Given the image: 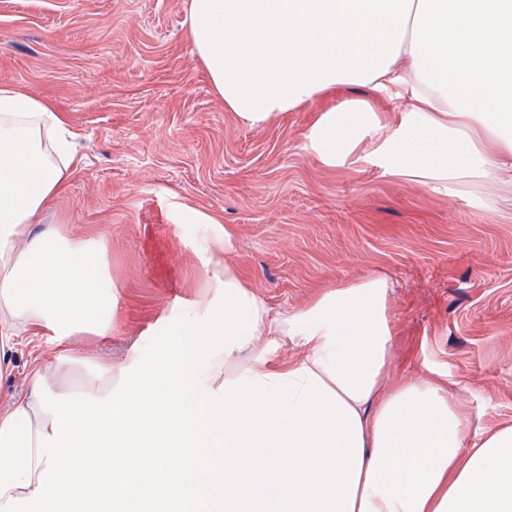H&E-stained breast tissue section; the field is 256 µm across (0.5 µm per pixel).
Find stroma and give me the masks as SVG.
<instances>
[{"label": "stroma", "mask_w": 512, "mask_h": 512, "mask_svg": "<svg viewBox=\"0 0 512 512\" xmlns=\"http://www.w3.org/2000/svg\"><path fill=\"white\" fill-rule=\"evenodd\" d=\"M187 0H0V83L51 100L77 132L78 172L46 214L104 236L118 326L94 354L120 359L199 287L201 224L220 216L236 265L282 312L371 272L393 283L390 380L439 369L483 415L512 423V186L493 209L437 196L365 160L321 166L306 147L315 104L238 125L213 93Z\"/></svg>", "instance_id": "stroma-1"}]
</instances>
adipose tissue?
I'll list each match as a JSON object with an SVG mask.
<instances>
[{"instance_id": "1", "label": "adipose tissue", "mask_w": 512, "mask_h": 512, "mask_svg": "<svg viewBox=\"0 0 512 512\" xmlns=\"http://www.w3.org/2000/svg\"><path fill=\"white\" fill-rule=\"evenodd\" d=\"M186 22L214 94L244 127L272 125L339 85L398 102L388 115L363 99L313 113L305 139L324 167L363 145L385 175L439 196L512 171V0H188ZM77 137L48 101L0 84V379L20 343L48 336L56 352L28 382L101 398L120 368L86 355L83 342L116 326L108 244L41 221L77 167ZM178 217L208 231L191 313H204L223 281L257 310L252 340L212 358L211 390L243 374L312 369L360 417L354 512H512V423L469 437L472 408L434 369L387 382L385 276L319 289L276 315L240 279L221 218L185 205ZM81 365L89 374L78 385ZM52 420L31 391L0 409L1 505L37 488V436L51 434Z\"/></svg>"}]
</instances>
